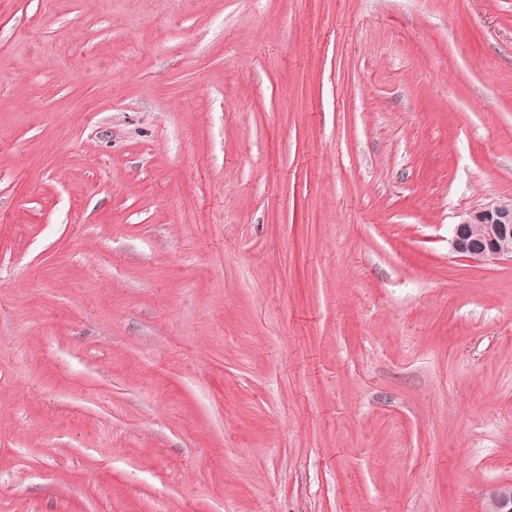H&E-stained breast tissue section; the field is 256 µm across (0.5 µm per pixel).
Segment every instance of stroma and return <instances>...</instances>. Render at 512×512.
Listing matches in <instances>:
<instances>
[{
  "mask_svg": "<svg viewBox=\"0 0 512 512\" xmlns=\"http://www.w3.org/2000/svg\"><path fill=\"white\" fill-rule=\"evenodd\" d=\"M506 198L512 0H0V512H486ZM458 217L449 242L453 253L479 262L512 258V199L495 200Z\"/></svg>",
  "mask_w": 512,
  "mask_h": 512,
  "instance_id": "obj_1",
  "label": "stroma"
}]
</instances>
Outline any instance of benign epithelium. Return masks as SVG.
<instances>
[{
  "mask_svg": "<svg viewBox=\"0 0 512 512\" xmlns=\"http://www.w3.org/2000/svg\"><path fill=\"white\" fill-rule=\"evenodd\" d=\"M512 199L495 200L459 215L452 230L453 253L473 261L512 258ZM486 512H512V486L495 487Z\"/></svg>",
  "mask_w": 512,
  "mask_h": 512,
  "instance_id": "obj_1",
  "label": "benign epithelium"
}]
</instances>
